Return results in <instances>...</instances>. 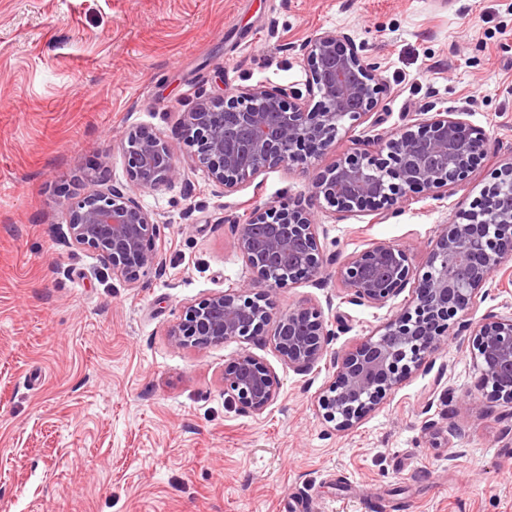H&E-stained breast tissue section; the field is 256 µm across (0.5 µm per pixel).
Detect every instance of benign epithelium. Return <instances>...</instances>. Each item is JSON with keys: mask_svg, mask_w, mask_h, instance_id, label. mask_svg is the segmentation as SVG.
<instances>
[{"mask_svg": "<svg viewBox=\"0 0 512 512\" xmlns=\"http://www.w3.org/2000/svg\"><path fill=\"white\" fill-rule=\"evenodd\" d=\"M306 59V92L290 86H261L241 100L218 95L182 115L184 140L196 147L213 195L223 197L260 173L310 165L331 149L341 132L373 114L383 89L376 66L345 33L323 31L299 47ZM491 146L489 135L450 110L417 118L351 151L319 171L308 202L280 201L228 221L233 246L252 273L238 288L214 293L186 306L168 330L182 348L206 349L259 335L272 319V294L302 280L321 284L326 259L314 207L369 213L383 223L409 194L425 191L435 200L469 183ZM130 181L142 190L179 182L183 168L169 141L143 129L121 140ZM107 165L85 175L86 188L63 195L58 205L69 243L98 253L112 272L135 284L159 270L156 242L161 226L126 188L109 183ZM512 162L492 173L470 209L440 225L430 242L426 267H413L410 250L379 242L336 261V280L350 303L383 307L412 285L411 299L355 350L336 357V377L318 397L322 416L351 429L376 410L405 377L447 343L451 332L467 336L480 388L512 408V312L489 311L469 318L486 287L512 284ZM323 311L298 306L281 314L273 345L288 367L307 374L326 352ZM280 381L244 350L224 368V394L254 414L277 399Z\"/></svg>", "mask_w": 512, "mask_h": 512, "instance_id": "benign-epithelium-1", "label": "benign epithelium"}]
</instances>
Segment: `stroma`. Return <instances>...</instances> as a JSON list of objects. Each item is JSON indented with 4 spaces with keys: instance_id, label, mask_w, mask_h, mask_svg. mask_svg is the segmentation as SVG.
Segmentation results:
<instances>
[{
    "instance_id": "35a3bbf8",
    "label": "stroma",
    "mask_w": 512,
    "mask_h": 512,
    "mask_svg": "<svg viewBox=\"0 0 512 512\" xmlns=\"http://www.w3.org/2000/svg\"><path fill=\"white\" fill-rule=\"evenodd\" d=\"M334 29L379 68L384 129L455 109L494 146L470 184L409 197L385 223L316 210L325 255L390 242L424 270L440 226L512 162V0H0V512H512V411L463 408L480 391L462 337L356 427L318 410L336 355L378 336L410 291L348 304L329 265L322 286L274 293L275 313L312 303L333 330L307 375L280 359L270 324L203 350L168 336L185 306L250 279L228 218L306 200L316 167L375 132L363 122L316 167L273 168L218 198L182 113L304 88L300 44ZM137 127L176 146L185 178L136 193L164 224L162 272L131 287L68 243L58 200L103 161L129 185L120 142ZM244 350L281 383L260 415L224 394Z\"/></svg>"
}]
</instances>
